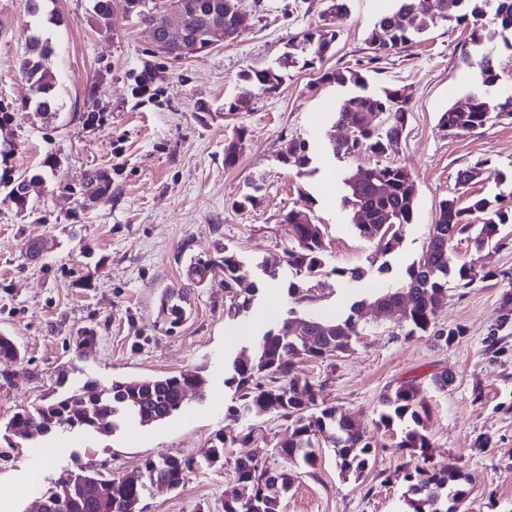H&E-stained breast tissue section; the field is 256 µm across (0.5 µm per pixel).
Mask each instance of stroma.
Returning <instances> with one entry per match:
<instances>
[{
    "instance_id": "obj_1",
    "label": "stroma",
    "mask_w": 512,
    "mask_h": 512,
    "mask_svg": "<svg viewBox=\"0 0 512 512\" xmlns=\"http://www.w3.org/2000/svg\"><path fill=\"white\" fill-rule=\"evenodd\" d=\"M249 24L223 48L173 59L156 54L145 24L111 0L112 29L100 30L93 0H56L62 25L50 27L58 75L54 114L26 109L31 87L19 68L27 0H0V105L12 113L0 125V178L32 177L31 209L20 211L0 189V334L20 355L0 359V512H28L42 491L63 475L91 467L122 478L149 458L176 455L194 461L176 489L146 492L142 512H223L228 493L248 496L234 480L238 448L223 464L206 460L217 432L252 430L255 450L294 483L281 512H405L400 469L410 464L396 444L404 429L378 426L379 398L413 379L429 405L428 435L437 467L456 459L471 479L460 512H512V325L496 348L486 338L512 289V232L497 248L477 250L467 235L450 244L453 266L493 269V277L462 286L449 277L437 313L439 324L462 326L451 346L429 336H405L395 322L366 309L364 333L351 351L306 359L298 368L320 389L325 405L356 420L377 448L376 471L348 479L336 466L333 448L322 447L314 467L277 453L288 437L278 411L240 413L227 380L232 362L252 349L257 335L288 315L344 318L368 288H398L409 265L425 250L441 200L460 203L512 193V118L478 134L448 135L438 119L465 102L476 86L463 63L470 26L440 24L406 51L373 60L365 42L378 16L395 0H349V16L324 59L288 72L278 89L258 97L250 110L223 116L240 74L272 65L298 34L322 27L329 0H239ZM353 69L367 88H401L409 96L405 133L388 158L416 182L412 223L399 229L390 254L361 238L342 199V180L368 165L364 155H333L344 136L333 109L354 94L351 86L320 82L322 73ZM149 75L142 94L138 79ZM247 131L236 167L224 165V145L237 128ZM310 143L313 161L297 168L283 161L290 141ZM482 165L465 188L458 170ZM112 177V193L88 205L80 193L87 172ZM260 189L255 205L239 208L250 180ZM310 207L325 227L323 271L309 279L283 264L293 240L283 215ZM41 253L30 259L28 246ZM234 251L257 291L251 311L227 314L222 248ZM211 260L204 283L189 279L191 259ZM280 261L279 276H264V261ZM364 276L346 278L345 270ZM299 297L288 294L289 286ZM184 298L186 321L166 332L159 315L164 294ZM83 331L93 332L90 351L76 348ZM200 372L201 393L169 419L148 426L118 422L109 434L59 429L25 439L13 434V415L45 398L70 394L86 380L110 387L113 380ZM453 383L437 390L433 374ZM390 474L381 483L379 472Z\"/></svg>"
}]
</instances>
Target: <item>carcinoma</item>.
Instances as JSON below:
<instances>
[{"label":"carcinoma","mask_w":512,"mask_h":512,"mask_svg":"<svg viewBox=\"0 0 512 512\" xmlns=\"http://www.w3.org/2000/svg\"><path fill=\"white\" fill-rule=\"evenodd\" d=\"M143 7L136 11L141 22L161 30L163 12L157 7ZM492 11L496 28L473 26L470 41L473 50L463 53V61L474 69L478 85L468 100L465 111L455 105L448 107L439 118V126L450 135L475 133L499 118L512 117V97L495 102L489 88L498 80L494 58L485 54V48L497 37L512 34V0H396L395 9L381 14L368 32L366 42L380 60L406 48L414 38L429 26L439 23L461 24L478 21ZM94 13L100 26L112 28L110 0H96ZM329 28L307 30L288 42L278 65L251 69L240 76L233 100L224 104L229 112L249 108L252 101L275 92L286 69L304 67L322 59L338 38L344 20L348 17L347 0H330L325 12ZM22 55L20 68L30 82L33 96L30 105L37 112H51L57 77L49 59L52 47L49 38L38 29L30 30ZM319 80L340 85H352L359 92L343 100L335 110L336 124L349 125L356 135L332 145L337 155L365 154L373 163L365 171H357L344 179L347 193L344 204L354 214L364 213L366 222L356 225L359 235L380 243L383 253L394 249L397 231L387 232V226L410 224L414 217L416 183L405 168L386 161L390 146L398 142L407 123L408 98L404 91L385 88L380 92L366 91V81L354 70L327 71ZM381 116L386 125L372 124ZM246 132H236L237 142L224 147V166L233 167L244 147ZM288 160L296 167L308 165V143L303 139L292 141L288 147ZM84 194L97 200L112 192V179L104 172L90 171L83 183ZM297 246L285 252L286 264L308 278L316 277L323 268L324 228L314 222L307 208L291 209L283 216ZM512 223V202L494 205L487 198H478L465 207L459 198L450 196L439 204V212L432 224V232L425 252L408 269V280L396 289H387L353 302L343 320H316L308 339H302L291 330L292 319L285 318L266 330L257 340L254 354L234 364L230 382L240 393L241 407L248 412H264L275 408L288 421V439L278 445L280 456L290 461H302L315 466L318 448L323 440L336 452V465L344 477L364 478L375 467L376 448L365 438L357 425L348 417L337 414L336 409L318 399V390L298 373L297 364L304 359H319L333 352L345 353L352 349L353 339L360 336L365 326L361 323L364 305H377L387 311L404 307V318L399 327L404 335L428 334L449 346L464 335L460 326L441 327L436 314L448 290L451 273L448 245L457 236L477 229L474 242L482 250L502 240V227ZM224 292L231 295L228 314L235 318L248 313L253 296L243 297L239 284L246 275L243 262L236 253L224 248ZM503 308L496 325L504 328L512 323V291L502 296ZM161 312L170 328L185 319L181 301L172 297L163 300ZM199 376V372H183L151 378L114 380L110 388L101 389L94 380L86 381L71 395L53 399L16 413L12 421L41 431L46 420H53L61 428H71L73 418L65 405H86L88 413L79 427L96 433H109L118 410L142 425L166 420L181 406L182 386ZM381 411L378 424L389 428L396 423L405 424V431L397 442L400 452L415 458V464L404 471L407 484L405 497L408 512H456L467 497V476L453 461L443 468L436 467L430 456L431 440L426 421L429 406L421 395L415 380L401 383L380 397ZM252 431H241L227 438L219 432L212 439L207 458L216 463L224 459V449L237 446L249 448ZM190 459L173 455L147 459L135 479H115L93 469H81L61 477L56 485L43 495L56 496L64 503L63 512H141V500L148 488L166 484L179 488L186 473L193 469ZM236 481L255 487V495L247 501L234 496L224 498V512H280L282 496L292 487L293 477L285 471L270 470L257 454L235 459Z\"/></svg>","instance_id":"carcinoma-1"}]
</instances>
